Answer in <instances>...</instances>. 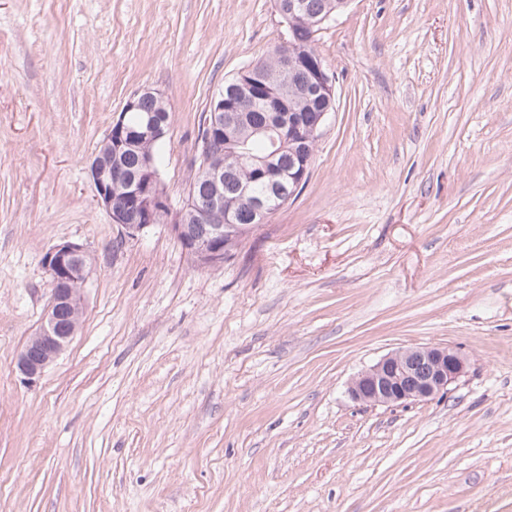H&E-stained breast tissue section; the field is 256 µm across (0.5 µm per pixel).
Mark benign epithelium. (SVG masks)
<instances>
[{
    "label": "benign epithelium",
    "mask_w": 512,
    "mask_h": 512,
    "mask_svg": "<svg viewBox=\"0 0 512 512\" xmlns=\"http://www.w3.org/2000/svg\"><path fill=\"white\" fill-rule=\"evenodd\" d=\"M297 44L284 41L277 46L275 62L284 75L291 76L304 68L307 85L326 101L321 110L307 116L288 110L274 124H255L250 115L251 103L238 98L232 110L214 109L212 98L202 116V127L208 130L206 141L216 134L224 137V147L234 151L241 145L237 131L249 128L251 136L267 141L271 151L252 155L255 171L268 180L269 194L256 196L248 182H239L237 193L245 215L224 209V168L201 165L200 175L207 191L190 192L183 206L171 211L161 187V169L154 156L141 159L138 172L129 177L114 163L113 154L120 153L144 139L154 141L168 136V127L152 112L137 130L125 124L127 112L134 108L135 96L126 101L118 118L113 120L103 149L94 153L90 167L98 203L107 212L111 223L119 224L131 236L146 232L168 218L171 230L199 268L218 269L231 256L236 241L248 231L268 223L269 218L297 194L310 170L311 161L302 154L288 156V164H278L274 158L285 151L288 142H304L317 137L324 124L334 89L324 64L315 57H297ZM122 187L121 193L113 187ZM53 288L44 318L39 328L27 337L16 357V368L23 378L35 381L66 349L78 332L84 312L83 288L91 263L84 247L76 242L62 241L53 245L43 257ZM467 368V360L453 347L413 346L384 355L362 371L349 386L353 400L369 404L401 405L427 401L448 393Z\"/></svg>",
    "instance_id": "7a95c632"
}]
</instances>
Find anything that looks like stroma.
<instances>
[{"instance_id":"1","label":"stroma","mask_w":512,"mask_h":512,"mask_svg":"<svg viewBox=\"0 0 512 512\" xmlns=\"http://www.w3.org/2000/svg\"><path fill=\"white\" fill-rule=\"evenodd\" d=\"M287 36L274 0H0V512H512V0L325 22L308 179L222 268L97 202L90 158L150 89L181 208L211 99ZM64 240L91 258L84 315L28 383ZM416 345L466 374L350 397ZM467 368V360L453 347L413 346L384 355L362 371L349 386L353 400L369 404L401 405L422 402L448 393Z\"/></svg>"}]
</instances>
